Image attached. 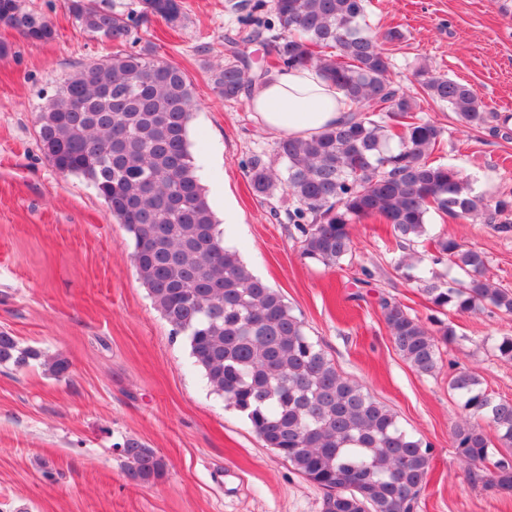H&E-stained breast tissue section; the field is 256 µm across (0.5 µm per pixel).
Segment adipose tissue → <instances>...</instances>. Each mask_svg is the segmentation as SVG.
<instances>
[{
	"label": "adipose tissue",
	"instance_id": "1",
	"mask_svg": "<svg viewBox=\"0 0 512 512\" xmlns=\"http://www.w3.org/2000/svg\"><path fill=\"white\" fill-rule=\"evenodd\" d=\"M249 105L269 132L300 138L342 123L350 111L344 95L311 68L270 76Z\"/></svg>",
	"mask_w": 512,
	"mask_h": 512
}]
</instances>
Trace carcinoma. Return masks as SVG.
<instances>
[{
	"label": "carcinoma",
	"instance_id": "carcinoma-1",
	"mask_svg": "<svg viewBox=\"0 0 512 512\" xmlns=\"http://www.w3.org/2000/svg\"><path fill=\"white\" fill-rule=\"evenodd\" d=\"M141 4L126 12L98 0H64L85 34L120 49L70 76L38 112L45 157L97 190L129 234L154 307L186 339L212 391L246 417L266 447L324 490L322 512H415L428 483L430 445L341 374L282 294L225 245L190 151L193 83L138 36L155 18L172 30L183 27L187 5ZM272 9L274 19L251 15L246 35L226 42L228 59L211 80L220 98L235 100L274 69L314 68L349 101L344 123L277 142L285 180L260 156L246 163L257 196L285 195L301 256L327 268L341 264L354 250L352 225L367 220L390 225L404 249L427 234L432 210L473 217L482 200L458 170L432 159L441 129L422 119L417 99L391 81L392 59L370 32L366 0H272ZM0 23L32 42L56 36L51 21L24 0H0ZM129 41L139 49L122 48ZM254 41L272 67L253 69L239 44ZM415 79L431 101L465 123L486 124V105L469 85L427 66ZM431 263L427 269L402 258L397 268L435 307L474 314L491 306L512 314V292L487 278L484 253L442 236ZM442 264L461 277L446 279L435 269ZM381 309L399 354L418 373L433 374L437 340L453 342V327L425 322L396 300L381 299ZM39 360L56 377L69 371L67 359L46 358L0 333V365L22 371ZM449 387L467 412L451 439L471 480L511 497L512 400L487 393L465 369ZM120 455L134 482L164 475V459L136 439L126 440Z\"/></svg>",
	"mask_w": 512,
	"mask_h": 512
}]
</instances>
